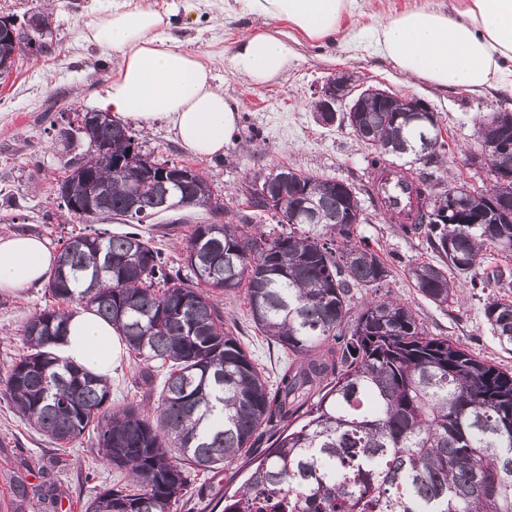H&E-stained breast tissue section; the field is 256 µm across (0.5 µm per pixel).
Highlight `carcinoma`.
Wrapping results in <instances>:
<instances>
[{
	"label": "carcinoma",
	"mask_w": 512,
	"mask_h": 512,
	"mask_svg": "<svg viewBox=\"0 0 512 512\" xmlns=\"http://www.w3.org/2000/svg\"><path fill=\"white\" fill-rule=\"evenodd\" d=\"M37 12L0 29V57L15 41L47 48L52 28L32 27ZM395 96L339 121L362 141H378L371 169L394 164L415 184L418 215L399 231L423 238L440 261L409 267L412 284L444 307L457 300L448 270L486 294L483 316L500 346L512 349V269L478 272L485 252L512 259V126L497 114L480 126L488 160L504 176L489 197L453 187L444 197L448 223L433 219L441 177L411 164H441L439 132L415 119ZM87 143L57 190L72 193L67 210L82 224L121 217L126 223L198 206L224 208L207 178L142 191L144 166L118 167L136 135L112 119L60 130ZM288 171V181L278 177ZM89 172L104 196L80 202ZM281 199L269 212L288 231L239 223L197 224L183 254L189 273L168 265L136 232L78 234L65 241L47 288L63 302L85 303L112 323L128 351L162 375L159 416L128 404L114 409L110 384L62 362L53 352L66 335L68 311L44 309L23 328L27 353L3 380L5 395L30 425L63 446L85 431L129 482L97 495L86 512H175L185 495L184 462L209 471L247 459L245 481L224 493L222 512H512V371L457 341L429 336L413 310L384 294L356 306L357 289H379L389 266L354 238L349 216L361 209L355 188L285 165L265 174ZM315 201L318 216L303 215ZM138 203L131 208L132 203ZM244 293L249 316L288 361L268 382L225 326L213 292ZM268 445L255 456L262 430ZM46 508L56 488L31 490Z\"/></svg>",
	"instance_id": "carcinoma-1"
}]
</instances>
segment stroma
<instances>
[{"label": "stroma", "instance_id": "stroma-1", "mask_svg": "<svg viewBox=\"0 0 512 512\" xmlns=\"http://www.w3.org/2000/svg\"><path fill=\"white\" fill-rule=\"evenodd\" d=\"M114 0H0V17L30 16L48 11L53 30L50 48L22 57L12 75L0 78V232L30 233L60 249L80 233L135 231L150 238L171 267L184 265L182 247L194 225L212 222L204 210L184 207L138 225L117 220L97 225L79 223L59 199L56 188L74 156L86 146L60 137L61 128L76 123L82 108H95L121 56L87 44L82 33L88 23L110 11ZM168 12L169 35L182 47L210 61L217 84L236 108L233 137L220 156H198L183 147L164 121L144 125L128 120L142 152L163 161L190 165L208 178L226 209L223 221H236L247 207L240 196L245 181L261 169L285 164L310 175L334 178L355 187L365 219L355 235L369 243L391 270L386 289L413 309L429 335L461 342L467 349L499 367L512 370V351L503 349L483 317L482 300L462 291L459 302L439 307L414 288L409 264L431 261L423 240L404 237L371 206L366 175L372 150L347 125H322L312 112L314 94L339 69L348 70L361 87L389 89L399 96L427 101L440 117L446 142V180L484 192L496 184L478 130L494 112L512 113V92L503 89L441 90L425 80L404 75L390 60L370 49L348 50L342 43H317L288 23L230 12L224 0H154ZM270 29L292 45L296 60L278 81L255 85L239 77L227 54L243 34ZM46 287L0 293V376L25 354L22 330L36 313L57 307ZM224 322L267 379H274L286 355L254 327L243 295L220 297ZM113 406L133 403L144 410L158 406L160 384L146 383L127 348H120L110 378ZM186 500L193 512L235 490L247 477L241 466L203 472L187 468ZM98 451L95 432L84 433L66 451L22 420L0 394V512H40L20 491L47 481L56 485L67 512H84L104 489L123 483Z\"/></svg>", "mask_w": 512, "mask_h": 512}]
</instances>
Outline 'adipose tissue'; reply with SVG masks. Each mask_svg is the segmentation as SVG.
I'll list each match as a JSON object with an SVG mask.
<instances>
[{
    "label": "adipose tissue",
    "instance_id": "obj_1",
    "mask_svg": "<svg viewBox=\"0 0 512 512\" xmlns=\"http://www.w3.org/2000/svg\"><path fill=\"white\" fill-rule=\"evenodd\" d=\"M243 14L284 21L312 40L369 43L410 77L437 88H512V0H462L455 11L413 8L360 26L359 0H234ZM152 0H119L89 23L85 41L119 51L121 65L99 102L102 111L145 123H170L192 153L213 156L237 129V111L216 84L210 62L182 48ZM287 39L268 31L240 37L232 68L256 85L276 82L292 65ZM57 256L40 238L0 233V291L41 286ZM110 323L79 308L69 315L60 357L106 377L118 353Z\"/></svg>",
    "mask_w": 512,
    "mask_h": 512
}]
</instances>
